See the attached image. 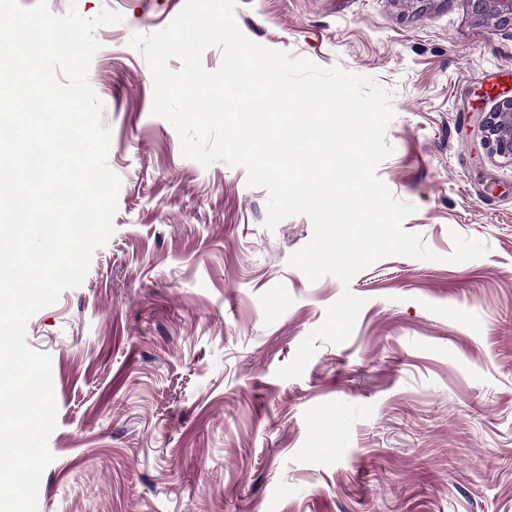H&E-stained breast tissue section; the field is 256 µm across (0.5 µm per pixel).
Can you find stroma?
<instances>
[{
	"instance_id": "1",
	"label": "stroma",
	"mask_w": 512,
	"mask_h": 512,
	"mask_svg": "<svg viewBox=\"0 0 512 512\" xmlns=\"http://www.w3.org/2000/svg\"><path fill=\"white\" fill-rule=\"evenodd\" d=\"M184 5L47 0L123 17L88 73L121 187L82 284L26 325L57 405L38 512H512V162L479 128L512 96L485 79L512 70V28L465 0H237L253 42L393 93L376 174L439 259L388 256L345 287L289 265L308 217L267 229L243 167L184 158L152 116L130 39ZM456 233L487 253L447 262ZM346 288L366 300L351 338L279 379Z\"/></svg>"
}]
</instances>
